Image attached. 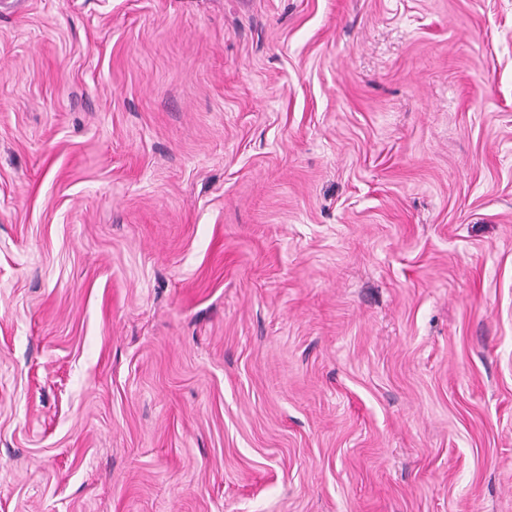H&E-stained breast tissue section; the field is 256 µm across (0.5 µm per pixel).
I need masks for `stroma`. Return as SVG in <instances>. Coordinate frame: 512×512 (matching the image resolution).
<instances>
[{"instance_id": "stroma-1", "label": "stroma", "mask_w": 512, "mask_h": 512, "mask_svg": "<svg viewBox=\"0 0 512 512\" xmlns=\"http://www.w3.org/2000/svg\"><path fill=\"white\" fill-rule=\"evenodd\" d=\"M0 512H512V0L0 5Z\"/></svg>"}]
</instances>
